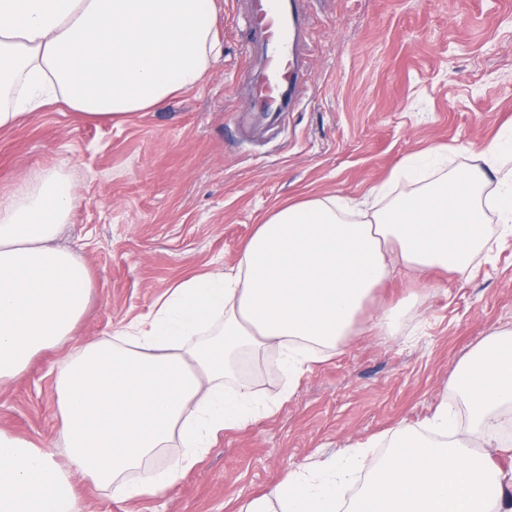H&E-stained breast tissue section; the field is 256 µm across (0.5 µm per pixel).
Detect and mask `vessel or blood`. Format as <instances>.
I'll list each match as a JSON object with an SVG mask.
<instances>
[{
    "label": "vessel or blood",
    "mask_w": 512,
    "mask_h": 512,
    "mask_svg": "<svg viewBox=\"0 0 512 512\" xmlns=\"http://www.w3.org/2000/svg\"><path fill=\"white\" fill-rule=\"evenodd\" d=\"M302 5V0H250L248 38L252 44L262 45L264 64L251 81L247 110L276 114L300 104Z\"/></svg>",
    "instance_id": "1"
}]
</instances>
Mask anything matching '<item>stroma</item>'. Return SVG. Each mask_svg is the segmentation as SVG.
Wrapping results in <instances>:
<instances>
[{
  "mask_svg": "<svg viewBox=\"0 0 512 512\" xmlns=\"http://www.w3.org/2000/svg\"><path fill=\"white\" fill-rule=\"evenodd\" d=\"M224 52L202 83L119 125L58 106L0 131V196L28 168L62 167L80 198L55 243L80 250L92 279L82 338L147 316L180 279L231 267L276 207L311 197L362 199L410 156L456 151L455 165L512 126V0H305V98L274 120L239 95L257 57L247 0H215ZM399 306L393 330L350 337L299 378L270 417L224 433L162 495L120 502L78 483L85 512H241L289 471L384 458L435 409L467 415L458 364L492 331L512 330V237L468 277L396 271L376 289ZM61 352L0 385V429L62 455L55 401ZM254 391L285 386L276 353L249 357Z\"/></svg>",
  "mask_w": 512,
  "mask_h": 512,
  "instance_id": "obj_1",
  "label": "stroma"
}]
</instances>
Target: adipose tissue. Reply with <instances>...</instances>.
I'll list each match as a JSON object with an SVG mask.
<instances>
[{
  "label": "adipose tissue",
  "instance_id": "adipose-tissue-1",
  "mask_svg": "<svg viewBox=\"0 0 512 512\" xmlns=\"http://www.w3.org/2000/svg\"><path fill=\"white\" fill-rule=\"evenodd\" d=\"M221 50L214 0H0V130L59 104L121 123L198 86ZM496 141L474 164L400 171L385 206L312 198L279 207L257 226L235 266L173 284L149 315L108 338L75 340L92 281L81 257L53 247L78 203L62 168L25 173L0 197V384L38 354L76 342L60 362L57 415L65 458L0 430V512H83L71 477L131 500L173 487L219 436L274 414L238 358L278 351L289 381L333 355L347 337L393 330L397 309H369L397 268L467 276L484 251L485 189L498 184L500 236H512V176ZM469 425L437 409L435 442L387 459L355 448L296 470L246 512H336L357 471L371 480L347 512H512V470L492 466L512 411V336L489 334L462 363ZM182 457L165 460L171 441Z\"/></svg>",
  "mask_w": 512,
  "mask_h": 512
}]
</instances>
